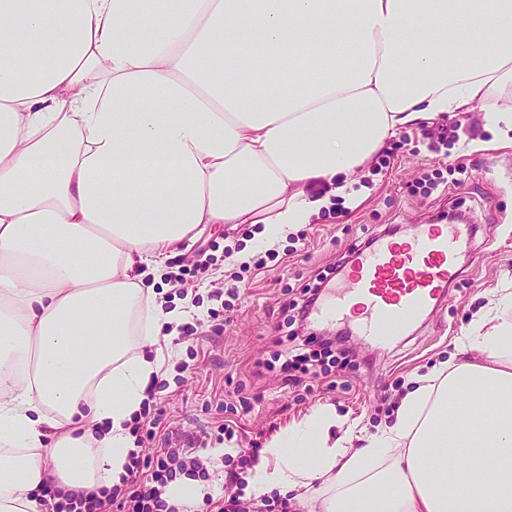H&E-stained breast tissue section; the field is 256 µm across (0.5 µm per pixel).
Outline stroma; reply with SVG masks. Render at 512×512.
I'll list each match as a JSON object with an SVG mask.
<instances>
[{
  "instance_id": "obj_1",
  "label": "stroma",
  "mask_w": 512,
  "mask_h": 512,
  "mask_svg": "<svg viewBox=\"0 0 512 512\" xmlns=\"http://www.w3.org/2000/svg\"><path fill=\"white\" fill-rule=\"evenodd\" d=\"M481 110L402 129L383 156L365 171L364 191L351 205L335 202L312 223L301 225L278 245V260L262 269L229 277L233 266L225 245L240 244L242 227L225 238L220 226L205 228L187 242L182 254L166 263L169 273L209 268L205 283L188 282L180 296L168 276L157 282L160 300L176 307L191 303L201 318L200 336L175 337L159 379L163 424L155 439L143 441V453L169 446L191 449L207 475L205 485L220 490L224 480L221 428L235 422L244 448L265 446L281 428L318 405L376 426L388 420L407 380L447 360L454 341L491 294L512 282V146L486 145ZM465 141L482 142L467 151ZM453 166L455 183L432 187L424 173ZM448 213L464 214L479 231L470 241L471 258L462 276L432 314L414 322L393 346L375 350L358 346L349 362L328 376L286 383L280 361L287 354L314 353L298 333L290 307L302 291L329 275L338 255L388 224H432ZM237 288L238 298L222 307L214 287ZM187 369H180V362ZM251 399L243 411L241 398Z\"/></svg>"
}]
</instances>
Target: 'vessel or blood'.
Returning <instances> with one entry per match:
<instances>
[{
    "instance_id": "obj_1",
    "label": "vessel or blood",
    "mask_w": 512,
    "mask_h": 512,
    "mask_svg": "<svg viewBox=\"0 0 512 512\" xmlns=\"http://www.w3.org/2000/svg\"><path fill=\"white\" fill-rule=\"evenodd\" d=\"M465 224H412L406 234L377 237L356 253L334 300L317 306L320 320H357L368 341L388 348L398 331L446 295L462 271Z\"/></svg>"
}]
</instances>
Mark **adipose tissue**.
<instances>
[{
  "label": "adipose tissue",
  "mask_w": 512,
  "mask_h": 512,
  "mask_svg": "<svg viewBox=\"0 0 512 512\" xmlns=\"http://www.w3.org/2000/svg\"><path fill=\"white\" fill-rule=\"evenodd\" d=\"M512 85V0H0V512L111 489L188 317L152 285L196 230L234 262L357 197L398 130ZM512 288L368 432L280 429L254 502L297 512H512Z\"/></svg>",
  "instance_id": "1"
}]
</instances>
